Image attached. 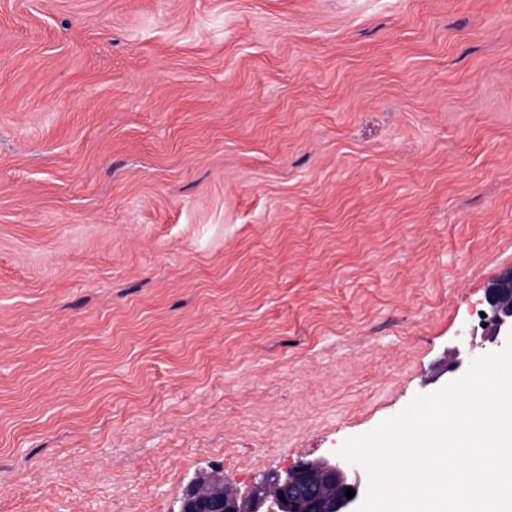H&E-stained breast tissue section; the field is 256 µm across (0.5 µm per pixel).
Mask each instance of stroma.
<instances>
[{"label":"stroma","instance_id":"stroma-1","mask_svg":"<svg viewBox=\"0 0 512 512\" xmlns=\"http://www.w3.org/2000/svg\"><path fill=\"white\" fill-rule=\"evenodd\" d=\"M512 0H0V512H178L497 352ZM206 477L207 475L198 480H193L188 484L180 498L181 506L178 512H200L209 508V502L203 500L199 495V489L201 487H212ZM209 488H207L206 491H210Z\"/></svg>","mask_w":512,"mask_h":512}]
</instances>
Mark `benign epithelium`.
Listing matches in <instances>:
<instances>
[{
	"label": "benign epithelium",
	"instance_id": "1",
	"mask_svg": "<svg viewBox=\"0 0 512 512\" xmlns=\"http://www.w3.org/2000/svg\"><path fill=\"white\" fill-rule=\"evenodd\" d=\"M486 302L490 312L487 336L494 343L512 333V270L487 290ZM362 470V466L332 454L266 474L249 492L218 494L211 503L199 495V489L209 485L203 476L185 488L179 512H204L211 504L224 508V512H357L364 493ZM348 488L355 492L350 499L346 498Z\"/></svg>",
	"mask_w": 512,
	"mask_h": 512
}]
</instances>
